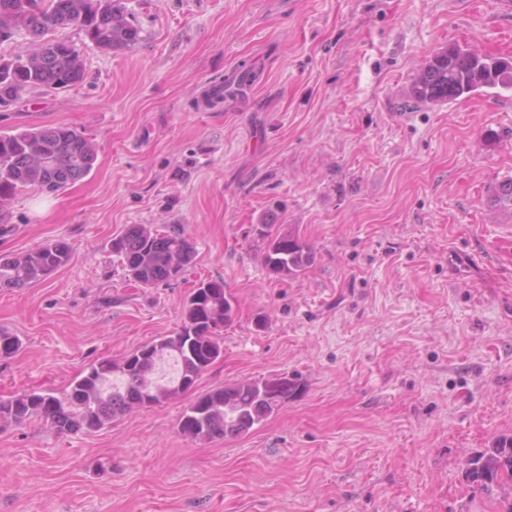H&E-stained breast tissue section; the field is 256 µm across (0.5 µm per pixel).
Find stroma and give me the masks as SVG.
<instances>
[{
    "instance_id": "obj_1",
    "label": "stroma",
    "mask_w": 512,
    "mask_h": 512,
    "mask_svg": "<svg viewBox=\"0 0 512 512\" xmlns=\"http://www.w3.org/2000/svg\"><path fill=\"white\" fill-rule=\"evenodd\" d=\"M143 29L106 53L55 30L83 82L0 111V132L65 125L93 138L89 176L0 208V252L56 239L70 262L0 290V399L62 391L180 323L202 279L224 281V357L196 393L288 374L303 388L244 437L178 431L187 397L92 435L0 424V512H506L512 479L472 490L466 460L512 435V91L413 107L439 47L490 54L512 0H126ZM253 69L242 96L198 112L204 85ZM179 224L196 249L177 282L129 281L109 242ZM292 228L304 274L269 275L256 227Z\"/></svg>"
}]
</instances>
